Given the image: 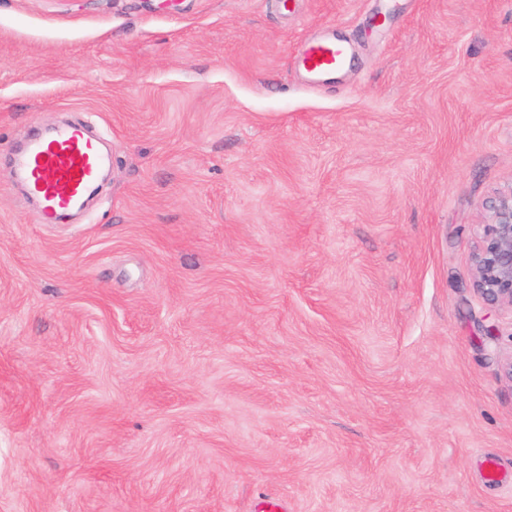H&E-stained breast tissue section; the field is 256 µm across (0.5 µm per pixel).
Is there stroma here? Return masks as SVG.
I'll return each instance as SVG.
<instances>
[{"mask_svg": "<svg viewBox=\"0 0 512 512\" xmlns=\"http://www.w3.org/2000/svg\"><path fill=\"white\" fill-rule=\"evenodd\" d=\"M294 3L0 0V512H512V0ZM74 117L44 224L12 154ZM348 57L347 45L334 37L309 42L303 50L300 65L312 78L330 76L343 68ZM110 163L99 141L79 122L32 139L14 154L18 174L42 203L44 224L81 209L101 170ZM488 222L474 255L476 290L492 304L512 307V189L489 206Z\"/></svg>", "mask_w": 512, "mask_h": 512, "instance_id": "1", "label": "stroma"}]
</instances>
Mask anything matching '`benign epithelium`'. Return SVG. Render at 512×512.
Masks as SVG:
<instances>
[{
	"label": "benign epithelium",
	"instance_id": "obj_1",
	"mask_svg": "<svg viewBox=\"0 0 512 512\" xmlns=\"http://www.w3.org/2000/svg\"><path fill=\"white\" fill-rule=\"evenodd\" d=\"M474 255L476 290L493 304L512 307V191L496 197Z\"/></svg>",
	"mask_w": 512,
	"mask_h": 512
}]
</instances>
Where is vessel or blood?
I'll return each mask as SVG.
<instances>
[{
	"label": "vessel or blood",
	"instance_id": "b4317fda",
	"mask_svg": "<svg viewBox=\"0 0 512 512\" xmlns=\"http://www.w3.org/2000/svg\"><path fill=\"white\" fill-rule=\"evenodd\" d=\"M347 57L348 47L341 40L319 39L306 45L300 65L310 77L320 79L343 68ZM110 163L99 141L79 122L32 139L14 155L18 174L42 203L41 219L46 224L81 209L101 170Z\"/></svg>",
	"mask_w": 512,
	"mask_h": 512
}]
</instances>
